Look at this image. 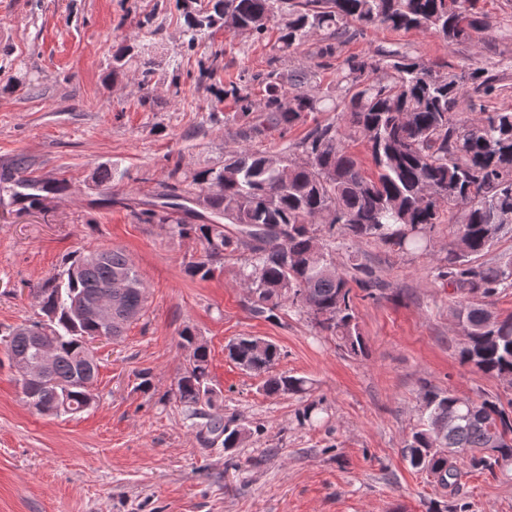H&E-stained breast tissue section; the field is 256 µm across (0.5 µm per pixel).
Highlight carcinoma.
Here are the masks:
<instances>
[{
  "mask_svg": "<svg viewBox=\"0 0 512 512\" xmlns=\"http://www.w3.org/2000/svg\"><path fill=\"white\" fill-rule=\"evenodd\" d=\"M183 17V44L195 48L214 28H224L263 41L273 31L276 53L286 56L320 35L313 65L282 74L271 68L252 73L225 90L243 121L244 139L280 137L315 112H338L343 124L317 123L295 143L287 156L242 148L219 169L194 174L195 191L175 181L180 163L158 201L131 200L126 206L147 224H161L173 235L194 238L199 255L186 265L192 277L207 280L224 270V257L235 252L251 255V270L243 285L252 311L268 319L289 304L306 312L340 346L357 356L365 344L355 313V294L336 269L327 244L317 236L322 224L359 241L374 238L402 250L427 252V232L448 223L466 250L448 248V265L439 276L460 296L456 319L467 340L459 351L463 363L498 378L512 388V317L499 318L489 305H473L468 296L493 299L512 288V262L475 265L472 258L489 251L512 225V110L483 112L462 119L455 112L459 99L472 90L491 88L493 76L478 62L459 74L443 73L398 49L379 50L366 57H348L337 71L334 90L313 83V68L325 66L355 32L371 28L434 34L450 46L467 43L473 33L488 29L479 0H207L192 14L174 0ZM152 44L140 45L142 85L156 68ZM132 47L122 45L112 55V76L128 63ZM223 54L214 53L199 70L197 83L212 80ZM263 92L264 107L254 109L252 87ZM367 143L376 176L365 175L358 159L345 147L346 130ZM123 175L107 166L93 173L96 187L109 192ZM66 181L35 176L28 160L17 157L0 168V194L18 210H39L45 198L64 193ZM192 194L202 211L188 209L178 198ZM122 277L129 287L112 295V336L144 309L146 287L132 260L118 248L75 252L63 269L36 291L38 317L25 322L43 328V343L51 346L56 362L34 409L67 399L68 413L90 407L79 382L96 377L98 365L85 359L87 343L98 327L83 316L85 306L106 292L108 282ZM10 327L0 345L10 361L30 357V338ZM180 346L189 351L187 365L176 378L173 397L190 419L205 420L207 436L224 437V448H237L253 434L233 416L224 418L221 391L209 378L206 342L186 326ZM227 357L240 369L261 378L269 397L306 394L308 381L275 372L278 346L256 336H241L226 346ZM422 422L411 434L404 456L412 468L440 475L442 487H456L460 465L493 476L512 468V403L497 397L477 399L421 388Z\"/></svg>",
  "mask_w": 512,
  "mask_h": 512,
  "instance_id": "carcinoma-1",
  "label": "carcinoma"
}]
</instances>
